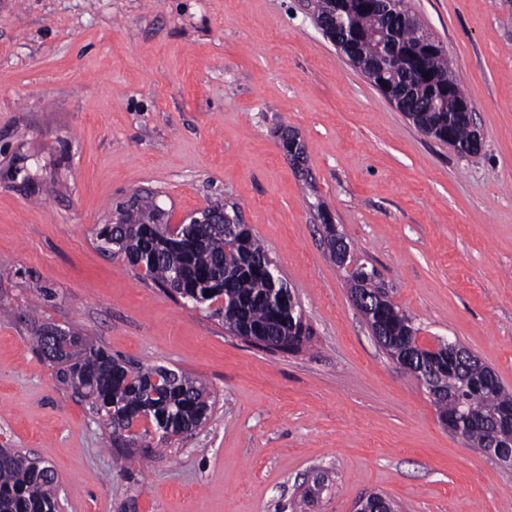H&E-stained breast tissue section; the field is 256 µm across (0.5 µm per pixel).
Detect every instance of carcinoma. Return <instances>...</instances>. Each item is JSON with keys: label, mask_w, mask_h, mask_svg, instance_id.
I'll use <instances>...</instances> for the list:
<instances>
[{"label": "carcinoma", "mask_w": 512, "mask_h": 512, "mask_svg": "<svg viewBox=\"0 0 512 512\" xmlns=\"http://www.w3.org/2000/svg\"><path fill=\"white\" fill-rule=\"evenodd\" d=\"M344 27L359 38L360 56L369 63L381 58V46L389 37L417 57L415 77L408 79L401 69H392L372 81L383 93L403 84L409 95L402 101L404 112L418 129L451 143L460 154L472 155V118L456 111V102L446 98L437 79L456 82L446 52H424V26L412 16L406 0H396L398 14L410 18L403 25L386 18L367 0H346ZM239 207L224 209L222 224H179L171 227L168 214L155 202L118 213V223L106 224L97 232L100 248L121 255L136 267L144 266V277L162 288H171L181 298L205 305L231 332L242 330L276 342L302 324V309L288 295L275 261L248 225L236 222ZM351 293L378 295L383 300L363 312L371 331L384 337L380 345L390 357L410 350L418 356L425 380L438 385L441 394L433 399L439 418L480 416L491 419L500 406L512 403L491 368L475 355L459 360L449 352L457 342L439 344L431 352L417 342L419 329L389 298L374 269L358 264L345 270ZM211 295L206 296L204 292ZM36 352L58 366L62 384L88 400L112 429V447L134 448L149 436L134 425L150 421L161 437L183 436L208 419L211 395L196 378L163 366H133L112 356L106 349L77 332L48 342L39 330L32 336ZM57 477L45 465L35 469L24 454L0 448V512H56Z\"/></svg>", "instance_id": "obj_1"}]
</instances>
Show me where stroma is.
Returning a JSON list of instances; mask_svg holds the SVG:
<instances>
[{
  "mask_svg": "<svg viewBox=\"0 0 512 512\" xmlns=\"http://www.w3.org/2000/svg\"><path fill=\"white\" fill-rule=\"evenodd\" d=\"M482 137L422 133L314 22L313 0H0V448L58 512H512V468L445 428L331 261L317 203L419 340L512 392V0H407ZM305 146L292 159L283 132ZM176 225L238 204L312 338L272 351L98 247L130 197ZM204 382L201 428L133 451L32 347L40 326Z\"/></svg>",
  "mask_w": 512,
  "mask_h": 512,
  "instance_id": "1",
  "label": "stroma"
}]
</instances>
